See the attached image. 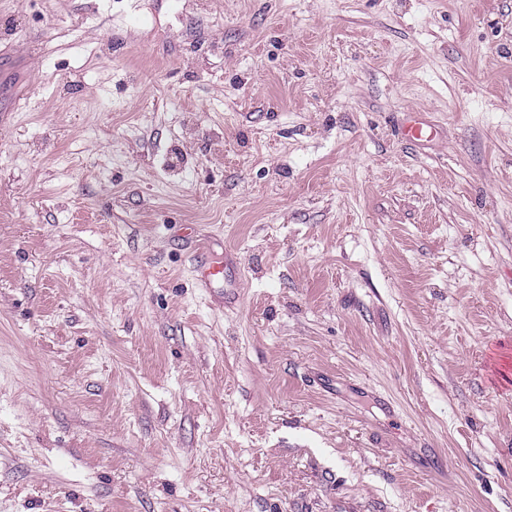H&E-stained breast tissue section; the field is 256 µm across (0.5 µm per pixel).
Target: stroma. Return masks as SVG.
<instances>
[{"label":"stroma","instance_id":"stroma-1","mask_svg":"<svg viewBox=\"0 0 512 512\" xmlns=\"http://www.w3.org/2000/svg\"><path fill=\"white\" fill-rule=\"evenodd\" d=\"M0 512H512V0H0Z\"/></svg>","mask_w":512,"mask_h":512}]
</instances>
